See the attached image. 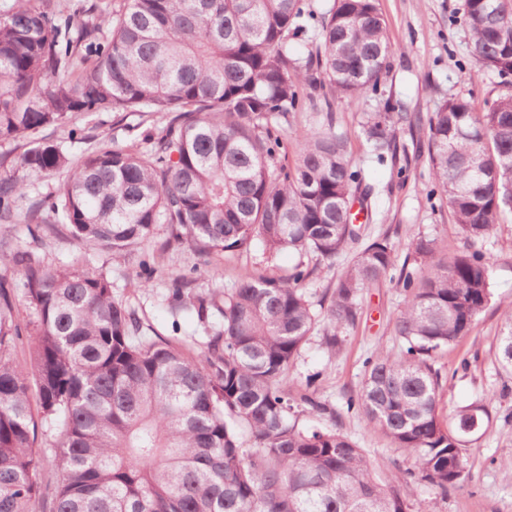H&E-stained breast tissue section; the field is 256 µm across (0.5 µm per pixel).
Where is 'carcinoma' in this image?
Wrapping results in <instances>:
<instances>
[{
  "label": "carcinoma",
  "mask_w": 512,
  "mask_h": 512,
  "mask_svg": "<svg viewBox=\"0 0 512 512\" xmlns=\"http://www.w3.org/2000/svg\"><path fill=\"white\" fill-rule=\"evenodd\" d=\"M314 13L304 0H125L109 10L79 0L0 9V141L57 128L79 113L168 112L140 150L104 144L74 162L44 139L17 159L29 174L66 171L37 210L18 213L25 180L0 179L1 224H62L80 244L114 257L188 241L201 256L254 243L269 259L288 250L334 261L352 255L315 312L298 265L286 279L248 276L198 292L174 280L168 305L204 325V350L142 335L137 311L108 276L74 257L52 266L34 252L0 254V512H423L415 480L442 496L463 478L455 424L440 411L441 375L430 359L467 336L492 296L484 253L512 211V0H465L475 63L496 97L476 111L445 102L422 127L429 175L469 249L446 264L419 236L398 263L386 234L368 241L350 201L372 187L346 157L332 98L379 90L391 47L374 0H334L306 55L296 41ZM328 86L331 98L298 139L295 165L276 158L282 123ZM391 111L367 114L362 134L377 162H396ZM414 261L418 268H408ZM397 279L399 352L364 361L346 412L414 458L409 475L382 481L364 449L342 434L341 413L317 397L320 373L293 394L288 372L321 328L336 353L359 317V295ZM31 312L28 370L11 358ZM503 368H512V302L503 312ZM319 414L331 425L303 424ZM57 434V480L32 454L37 422Z\"/></svg>",
  "instance_id": "cac0c4a2"
}]
</instances>
